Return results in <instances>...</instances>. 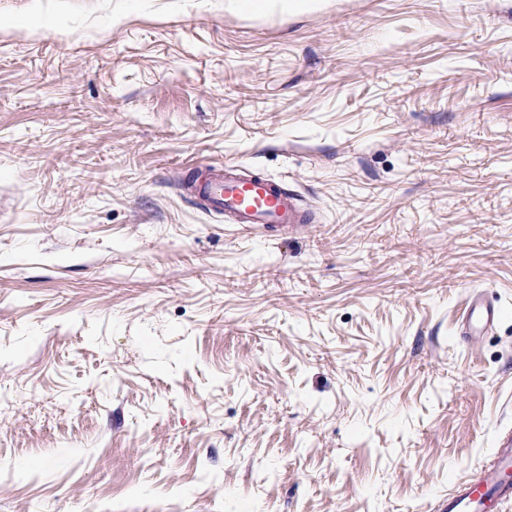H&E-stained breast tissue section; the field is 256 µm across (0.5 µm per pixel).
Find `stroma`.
<instances>
[{
  "instance_id": "35a3bbf8",
  "label": "stroma",
  "mask_w": 512,
  "mask_h": 512,
  "mask_svg": "<svg viewBox=\"0 0 512 512\" xmlns=\"http://www.w3.org/2000/svg\"><path fill=\"white\" fill-rule=\"evenodd\" d=\"M229 2L0 0V512H432L512 426V0ZM278 5L281 10L288 11V0H233L232 6L239 12L249 15H261ZM186 188L205 211L223 216L239 233L259 231L273 237L303 229L309 222L296 192L260 171L246 172L236 164L210 167ZM502 318L500 304L490 299L485 291L473 289L468 294L467 307L456 326L455 338L467 347H475L498 327Z\"/></svg>"
}]
</instances>
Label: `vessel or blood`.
Wrapping results in <instances>:
<instances>
[{
	"instance_id": "vessel-or-blood-1",
	"label": "vessel or blood",
	"mask_w": 512,
	"mask_h": 512,
	"mask_svg": "<svg viewBox=\"0 0 512 512\" xmlns=\"http://www.w3.org/2000/svg\"><path fill=\"white\" fill-rule=\"evenodd\" d=\"M187 192L208 212L223 216L240 233L272 237L304 228L309 217L298 194L260 171L227 163L212 167L187 184ZM503 318L500 304L485 291L471 290L455 338L480 344ZM512 503V428L501 432L492 453L472 472L455 480L434 512H504Z\"/></svg>"
}]
</instances>
